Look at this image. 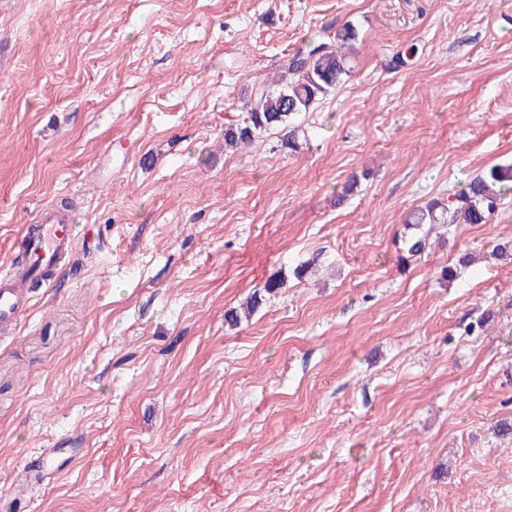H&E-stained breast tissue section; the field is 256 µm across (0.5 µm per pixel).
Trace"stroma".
Listing matches in <instances>:
<instances>
[{"mask_svg": "<svg viewBox=\"0 0 512 512\" xmlns=\"http://www.w3.org/2000/svg\"><path fill=\"white\" fill-rule=\"evenodd\" d=\"M347 22L300 150L225 148ZM510 161L512 0H0V268L62 201L81 229L0 327V512L72 435L32 512H512V194L402 258L411 210ZM60 448H46L36 460L28 462L23 472V480L15 490L17 495H26L41 487L50 474L53 456Z\"/></svg>", "mask_w": 512, "mask_h": 512, "instance_id": "1", "label": "stroma"}]
</instances>
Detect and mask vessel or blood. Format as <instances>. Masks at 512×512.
Masks as SVG:
<instances>
[{
  "label": "vessel or blood",
  "instance_id": "b4317fda",
  "mask_svg": "<svg viewBox=\"0 0 512 512\" xmlns=\"http://www.w3.org/2000/svg\"><path fill=\"white\" fill-rule=\"evenodd\" d=\"M75 242L72 219L59 213H48L43 215L40 223L30 225L21 232L13 249L23 253L29 263L41 268H54L69 254ZM28 302L29 291L21 275L0 276V325H17L28 311ZM54 454V449H45L39 458L26 464L23 480L16 489L17 494L32 493L43 485L51 472Z\"/></svg>",
  "mask_w": 512,
  "mask_h": 512
}]
</instances>
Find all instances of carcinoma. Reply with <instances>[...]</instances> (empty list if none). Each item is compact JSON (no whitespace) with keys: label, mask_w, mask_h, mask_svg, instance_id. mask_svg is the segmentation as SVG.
Wrapping results in <instances>:
<instances>
[{"label":"carcinoma","mask_w":512,"mask_h":512,"mask_svg":"<svg viewBox=\"0 0 512 512\" xmlns=\"http://www.w3.org/2000/svg\"><path fill=\"white\" fill-rule=\"evenodd\" d=\"M356 38L354 26L345 23L296 51L288 58L277 89L264 85L252 88L246 103L247 116L243 123L224 129V145L248 144L263 132L278 130L283 133L288 148L299 149L298 127L293 125V120L309 111L351 72V57L346 48ZM511 191L512 164H496L471 179L452 200L432 201L413 210L406 224L417 228L428 224L433 229L451 224H483L501 209ZM283 284L282 279H270L263 292L254 293L243 307L226 311L224 321L236 326L250 319L262 304V293L272 294Z\"/></svg>","instance_id":"1"}]
</instances>
